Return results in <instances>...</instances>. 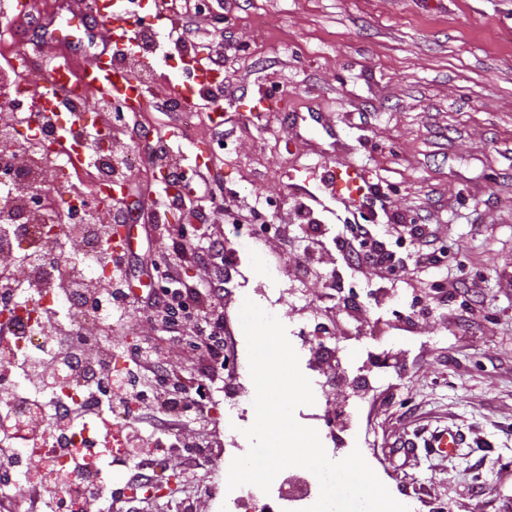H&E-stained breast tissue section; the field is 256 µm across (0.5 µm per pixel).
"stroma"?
Segmentation results:
<instances>
[{"label": "stroma", "instance_id": "1", "mask_svg": "<svg viewBox=\"0 0 512 512\" xmlns=\"http://www.w3.org/2000/svg\"><path fill=\"white\" fill-rule=\"evenodd\" d=\"M15 20L0 0V90L8 115L25 112L7 58L11 33L56 52L47 31L68 15L62 0ZM175 19L194 51L218 57L223 124L195 113L192 133L159 164L125 178L119 208L132 226L127 284L132 306L110 335L112 361L147 348V388L186 392L203 424L147 469L179 476L171 493L133 491L112 468L111 512H230L246 487L227 489L233 458L249 443L254 386L239 312L244 299L278 311L312 382L316 402L295 418L315 428L328 456L360 449L381 482L412 512H512V0H196ZM150 89L163 96L184 60L156 35L147 50ZM277 106L252 119L251 103ZM178 113L154 108L135 126L112 127L116 155L135 131L167 130ZM210 168L173 202L162 174L183 172L197 147ZM368 167L385 206L370 230L395 272L384 275L356 242L333 238L348 212L315 204L320 181L292 173L323 161ZM312 204L316 232L295 223ZM213 245L216 256L198 257ZM315 260L299 269L304 255ZM205 288L199 310L164 321L165 266ZM224 317V366L200 335L199 311ZM452 429L454 455L423 445ZM318 494L310 471L283 470L261 500L303 512Z\"/></svg>", "mask_w": 512, "mask_h": 512}]
</instances>
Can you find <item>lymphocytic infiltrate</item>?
Listing matches in <instances>:
<instances>
[{
  "label": "lymphocytic infiltrate",
  "mask_w": 512,
  "mask_h": 512,
  "mask_svg": "<svg viewBox=\"0 0 512 512\" xmlns=\"http://www.w3.org/2000/svg\"><path fill=\"white\" fill-rule=\"evenodd\" d=\"M26 144L17 150L0 155V175L9 183L0 191V239L15 236L12 224L21 196L16 195L13 181L28 174V167L18 162L19 156L29 155ZM87 223L97 226L102 247L98 253L87 255L86 266L100 265L111 268L108 278L95 282L82 276L69 277L70 291L59 307L45 308L42 322L53 329L56 340L48 347L0 367V458L11 461L19 449L40 448L60 442L66 434L79 426H92L96 434L88 448L73 458L72 472L83 481V491L62 498L53 495L57 474L46 468L28 484L29 496L25 512H88L90 505L99 504L112 495V460L105 444L111 434L112 414L115 406L135 401L148 411L141 421L129 426L125 435L130 459L152 456L164 447L165 440L158 434L152 421L154 415L179 416L187 403L180 397L165 400L148 395L142 388L145 369L151 362L150 352L144 351L132 358L123 375H116L112 367V350L104 343V334L127 320L130 309L125 280V255L113 254L108 243L109 227L96 223L87 216ZM46 243H37L24 254L5 256L0 261V309L32 299L40 288L54 287L60 278L58 269L42 267ZM67 366L75 385L87 395L86 405L73 408L57 404L49 414L31 418L17 424L11 416L13 406L23 393L16 379L27 380L35 392L50 390L59 366Z\"/></svg>",
  "instance_id": "lymphocytic-infiltrate-1"
}]
</instances>
